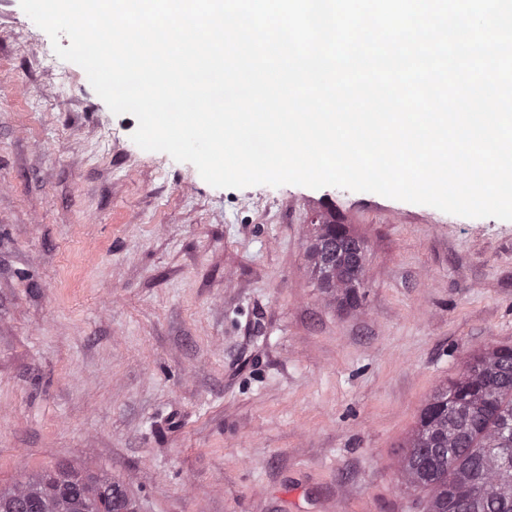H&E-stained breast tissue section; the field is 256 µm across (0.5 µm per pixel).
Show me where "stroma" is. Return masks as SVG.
<instances>
[{"instance_id": "1", "label": "stroma", "mask_w": 512, "mask_h": 512, "mask_svg": "<svg viewBox=\"0 0 512 512\" xmlns=\"http://www.w3.org/2000/svg\"><path fill=\"white\" fill-rule=\"evenodd\" d=\"M136 129L0 0V488L64 465L136 512H416L421 410L512 344V221L215 188ZM319 214L366 242L359 305L310 276Z\"/></svg>"}]
</instances>
